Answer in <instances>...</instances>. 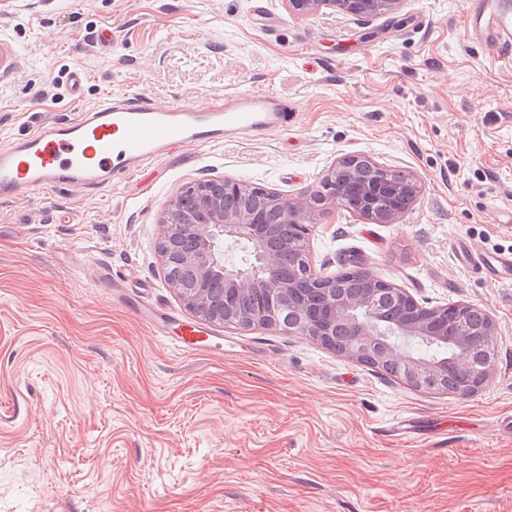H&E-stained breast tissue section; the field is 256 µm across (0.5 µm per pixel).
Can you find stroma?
Returning <instances> with one entry per match:
<instances>
[{"label":"stroma","mask_w":512,"mask_h":512,"mask_svg":"<svg viewBox=\"0 0 512 512\" xmlns=\"http://www.w3.org/2000/svg\"><path fill=\"white\" fill-rule=\"evenodd\" d=\"M470 6L363 20L286 0H0V145L108 92L165 108L270 90L294 107L192 163L0 200V512H512V280L461 257L512 252V49L467 36ZM344 156L422 193L395 224L323 212L315 271L354 254L425 306L485 307L499 341L475 395L414 391L273 329L212 324L223 349L186 353L132 308L145 293L192 319L157 249L181 190L231 177L293 196Z\"/></svg>","instance_id":"1"}]
</instances>
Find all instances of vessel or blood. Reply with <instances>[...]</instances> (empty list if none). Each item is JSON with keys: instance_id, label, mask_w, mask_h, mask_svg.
<instances>
[{"instance_id": "obj_1", "label": "vessel or blood", "mask_w": 512, "mask_h": 512, "mask_svg": "<svg viewBox=\"0 0 512 512\" xmlns=\"http://www.w3.org/2000/svg\"><path fill=\"white\" fill-rule=\"evenodd\" d=\"M466 29L494 46L512 48V0H474ZM288 118L287 103L270 91L231 94L209 108L175 104L166 109L139 94H110L75 118L44 121L0 146V198L45 189L105 188L139 173L151 159L179 157L188 147L218 144L231 133L257 136L287 124ZM476 262L488 280L512 278V252L482 254ZM136 310L160 336L179 326L175 342L180 349L205 350L201 328L179 324L148 300L137 302Z\"/></svg>"}]
</instances>
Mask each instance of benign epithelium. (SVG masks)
<instances>
[{
	"label": "benign epithelium",
	"instance_id": "obj_1",
	"mask_svg": "<svg viewBox=\"0 0 512 512\" xmlns=\"http://www.w3.org/2000/svg\"><path fill=\"white\" fill-rule=\"evenodd\" d=\"M289 11L299 17L317 15L325 9L338 15L376 18L400 11L404 0H287ZM347 185L357 201L355 215L374 224H395L422 191L421 183L408 175L404 190L384 177L373 182L361 178L350 158L342 157L328 170L323 183ZM246 192L241 182L224 178L205 180L187 187L186 193L202 201L201 210L185 207L183 196L175 197L161 220L159 251L162 269L172 265L189 267L196 278L188 287L175 277L169 288L197 318L226 328L250 330L275 328L290 335L307 336L336 350V331L351 332L342 349L346 358L363 363H389L404 371L403 383L420 390L448 376L457 379L452 394L475 395L487 382L495 362L499 333L494 317L469 303L454 305L456 334L448 338V307H424L406 289L381 280L371 269H362L366 287L350 292L340 287L336 276L314 272L309 252V235L317 215L338 208L335 192L284 197L265 189L251 192L247 202L233 208L229 197ZM272 210L282 224H295L303 237L290 240L288 249L299 255L293 275L275 274L283 249L268 244L269 225L264 215ZM219 281L224 286V314L208 303L206 286ZM314 281L325 295L326 316L312 319L305 308L293 303L304 282ZM392 291L404 306V315L390 320L381 297ZM261 297V306L238 310L233 301L240 296ZM424 339L453 344L454 353L445 360H427L412 352L407 343Z\"/></svg>",
	"mask_w": 512,
	"mask_h": 512
}]
</instances>
